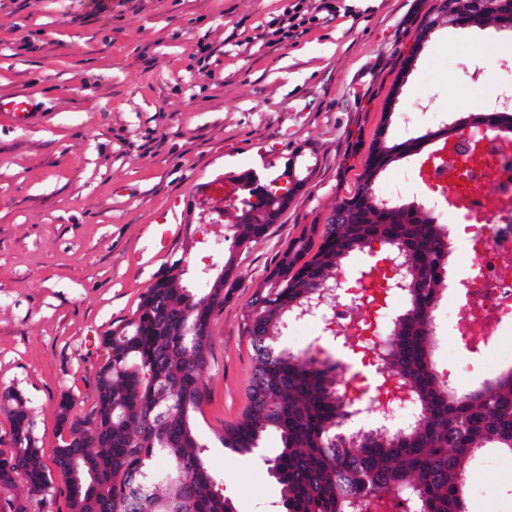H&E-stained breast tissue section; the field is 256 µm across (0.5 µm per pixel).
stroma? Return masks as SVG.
<instances>
[{"instance_id": "1", "label": "stroma", "mask_w": 512, "mask_h": 512, "mask_svg": "<svg viewBox=\"0 0 512 512\" xmlns=\"http://www.w3.org/2000/svg\"><path fill=\"white\" fill-rule=\"evenodd\" d=\"M439 0H0V97L37 105L26 127L0 118V390L27 401L45 465L64 436L56 406L93 398L99 340L130 319L174 259L221 265L216 243L234 208L195 194L216 158L237 173L306 172L268 236L236 251L238 280L216 314L201 379L208 398L192 425L205 465L237 512H270L280 498L264 460L280 446L224 449V428L247 405L254 351L242 311L287 247L325 224L355 193L377 134L394 144L484 111L483 96L512 84V32L440 26L413 70L402 61ZM297 36L277 28L292 10ZM482 80L449 85L475 44ZM211 47L200 64V47ZM382 184L435 214L415 158L392 163ZM206 210L218 224L200 223ZM467 496L468 512H512L496 492L512 456L492 453Z\"/></svg>"}]
</instances>
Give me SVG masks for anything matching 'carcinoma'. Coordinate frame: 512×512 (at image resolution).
<instances>
[{
	"label": "carcinoma",
	"mask_w": 512,
	"mask_h": 512,
	"mask_svg": "<svg viewBox=\"0 0 512 512\" xmlns=\"http://www.w3.org/2000/svg\"><path fill=\"white\" fill-rule=\"evenodd\" d=\"M464 119L503 134L512 133V112L470 113ZM457 126L370 149L348 223L326 222L321 243L311 251L301 236L284 250L241 314V329L255 352L249 405L224 428L221 444L237 454L259 448L274 432L281 448L265 459L268 475L281 486L282 512H376L382 499L404 486L413 512H467V462L491 448L512 454V369L461 396L442 380L432 361L431 315L442 298L450 246L444 225L413 203H386L377 193L392 162L421 154V147L446 138ZM240 194L257 197L245 224L225 228L224 283L237 270L236 250L263 239L291 200L269 193L271 182L253 173L230 178ZM374 242L400 255L407 307L395 317L383 351L384 373L377 389L394 380L419 417L393 433L375 429L336 436L345 412L336 402L335 366L311 351H268L274 340L313 298V287L340 275L345 260ZM182 259L166 265L143 294L132 319L100 338L94 401L82 415L68 396L59 401L58 423L85 438L65 439L54 464L70 477L67 512H236L204 465L207 445L192 425L207 399L201 382L210 349L214 315L228 294L213 287L191 288ZM11 430L0 438V512H29L32 500L47 505L51 478L39 459L23 396L0 393ZM167 465L159 467V462ZM144 485L140 496L133 488Z\"/></svg>",
	"instance_id": "1"
}]
</instances>
